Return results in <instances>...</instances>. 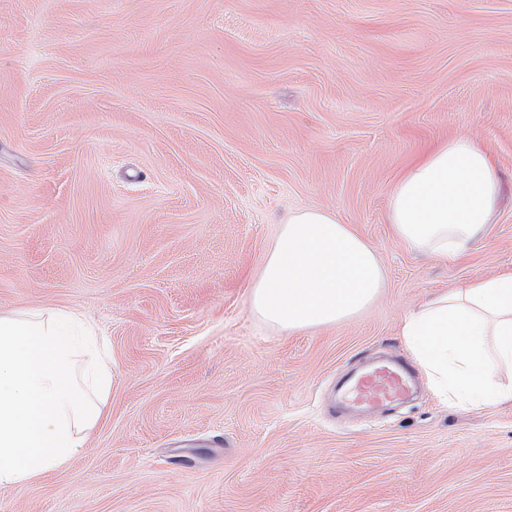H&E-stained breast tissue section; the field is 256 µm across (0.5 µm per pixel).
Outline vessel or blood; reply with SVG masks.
Segmentation results:
<instances>
[{"mask_svg":"<svg viewBox=\"0 0 512 512\" xmlns=\"http://www.w3.org/2000/svg\"><path fill=\"white\" fill-rule=\"evenodd\" d=\"M414 374L406 359L394 356L366 371L345 374L342 397L353 405L383 408L408 394Z\"/></svg>","mask_w":512,"mask_h":512,"instance_id":"b4317fda","label":"vessel or blood"}]
</instances>
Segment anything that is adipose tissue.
<instances>
[{
  "instance_id": "ef3b65f1",
  "label": "adipose tissue",
  "mask_w": 512,
  "mask_h": 512,
  "mask_svg": "<svg viewBox=\"0 0 512 512\" xmlns=\"http://www.w3.org/2000/svg\"><path fill=\"white\" fill-rule=\"evenodd\" d=\"M499 175L485 146L459 137L412 164L393 187L388 219L405 246L451 261L490 224ZM384 286L375 251L327 211L289 214L250 305L284 331L360 313ZM405 346L448 402H512V271L474 277L409 312ZM112 359L91 325L66 310L0 314V488L64 469L101 421Z\"/></svg>"
}]
</instances>
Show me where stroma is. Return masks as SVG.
<instances>
[{
	"mask_svg": "<svg viewBox=\"0 0 512 512\" xmlns=\"http://www.w3.org/2000/svg\"><path fill=\"white\" fill-rule=\"evenodd\" d=\"M486 146L501 191L456 260L389 194L426 149ZM336 213L378 253L361 313L250 307L279 228ZM512 270V0H0V312L68 309L112 354L107 416L0 512H512V403L422 386L334 415L404 316Z\"/></svg>",
	"mask_w": 512,
	"mask_h": 512,
	"instance_id": "35a3bbf8",
	"label": "stroma"
}]
</instances>
